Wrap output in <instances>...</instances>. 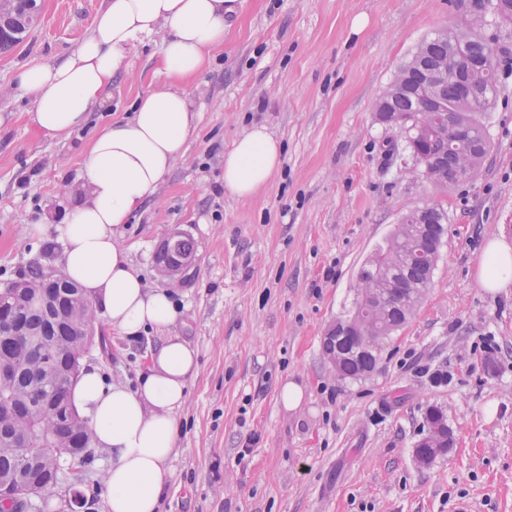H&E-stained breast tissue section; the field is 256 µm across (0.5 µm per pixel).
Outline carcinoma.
<instances>
[{
    "label": "carcinoma",
    "mask_w": 512,
    "mask_h": 512,
    "mask_svg": "<svg viewBox=\"0 0 512 512\" xmlns=\"http://www.w3.org/2000/svg\"><path fill=\"white\" fill-rule=\"evenodd\" d=\"M18 9L24 17L22 26L9 32L0 39V49L8 50L19 45L28 29L38 21L39 11L37 0H18ZM481 9L488 11L495 18L499 28H512V0H497L495 5H481ZM428 46L432 59L437 60L457 53L463 54L474 62L482 61L487 55L493 53V48L487 38L482 36L474 38L464 44L454 36L446 38L438 36L424 40ZM491 86L480 98L465 104L458 103L456 86L448 85L445 92V101L448 108H457L456 123L466 127L465 133L452 127L441 132L417 149V154L424 160H437L441 163L440 174L442 184L445 186L460 182L466 177L474 176L480 169L486 155L490 150V140L483 115L491 109L493 99L497 92V69L487 72ZM389 110L400 114L405 119V138L412 139V130L422 116L417 100L408 96L395 100ZM428 221L427 232L415 239L412 249L433 256V263L414 261L402 266H394L392 278L395 287L388 292L387 304L374 314V318L384 322L389 332L398 331L410 318L405 307V292L403 287L415 285L419 289L428 290L431 285L433 273L436 268V256L443 238L447 232L445 223L447 214L435 205L425 206ZM193 243L184 234H177L167 238L157 253V263L160 266L169 265L177 259L191 260ZM394 249L391 241L380 248L361 267L358 272V288L373 281L381 269V261L393 260ZM58 303L61 306L60 315L65 318V325L53 331L49 340L58 346V350L65 356V361H73L83 357L90 345L89 337L85 335L83 325L92 317L91 307L82 294V290L74 283H65L57 291ZM28 303L27 319L34 328L45 326V318L38 300L31 293L22 294ZM332 342L324 346V351H334V345L349 349L352 358L344 361V378L358 379L372 372L379 358L374 356L356 357L355 342L343 337L337 331L331 332ZM5 354L18 363L14 378L8 385L0 384V433H7L18 426L25 427L34 438L47 441L54 445L80 446L93 442L91 431L86 420L76 414L69 421L58 422L51 417H37L22 421L12 411L11 404L31 399L36 394L34 387V372L37 369V359L30 352L24 338L19 337L0 341V354ZM61 459L55 454L39 453L33 457L23 458L19 449L12 447L0 439V484L13 481L24 474L29 482L38 486V498L43 499L51 494L55 488L54 480L58 475V466Z\"/></svg>",
    "instance_id": "obj_1"
}]
</instances>
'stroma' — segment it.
Here are the masks:
<instances>
[{
  "instance_id": "obj_1",
  "label": "stroma",
  "mask_w": 512,
  "mask_h": 512,
  "mask_svg": "<svg viewBox=\"0 0 512 512\" xmlns=\"http://www.w3.org/2000/svg\"><path fill=\"white\" fill-rule=\"evenodd\" d=\"M37 2L26 39L0 51V287L60 270L61 244L34 242L26 225L59 223L94 133L168 83L162 45L149 43L86 127L64 140L39 132L14 74L73 53L105 0ZM476 9L477 0H243L228 14L223 49L187 86L196 133L186 154L122 236L152 286L162 282L160 244L175 231L192 239L193 260L170 285L181 316L132 340L96 313L82 360L132 387L164 335L197 351L161 512H456L462 500L471 512H512V288L491 294L475 277L488 238L512 242V68L499 67L485 116L490 151L455 186L419 176L376 112L417 45ZM258 124L281 142L282 164L264 190L238 199L224 191V153ZM429 203L448 223L427 294L384 340L372 374L337 378L324 336L351 308L366 260ZM289 380L305 389L293 411L279 397ZM431 406L454 446L423 466L413 446ZM111 460L93 448L84 482L61 481L40 512H69L75 498L79 512H104Z\"/></svg>"
}]
</instances>
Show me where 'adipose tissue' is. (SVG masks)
Listing matches in <instances>:
<instances>
[{
    "label": "adipose tissue",
    "mask_w": 512,
    "mask_h": 512,
    "mask_svg": "<svg viewBox=\"0 0 512 512\" xmlns=\"http://www.w3.org/2000/svg\"><path fill=\"white\" fill-rule=\"evenodd\" d=\"M234 10L235 0H106L74 53L59 63L22 66L15 75L17 88L33 102L32 124L65 139L103 104L129 58L153 40L162 42L159 65L168 85L137 98L127 118L92 138L60 223L27 226L30 235L62 243L66 277L102 309L113 329L129 337L148 329L165 334L151 348L136 388L107 382L91 367L70 389L95 444L112 452L104 475L106 512H160L180 436L176 411L198 373L196 350L166 333L178 317L170 289L148 286L122 235L186 153L196 128L186 86L223 48L225 16ZM281 162L280 141L265 126H253L224 154L225 192L239 199L257 195ZM476 277L492 293L512 286V244L489 239Z\"/></svg>",
    "instance_id": "obj_1"
}]
</instances>
